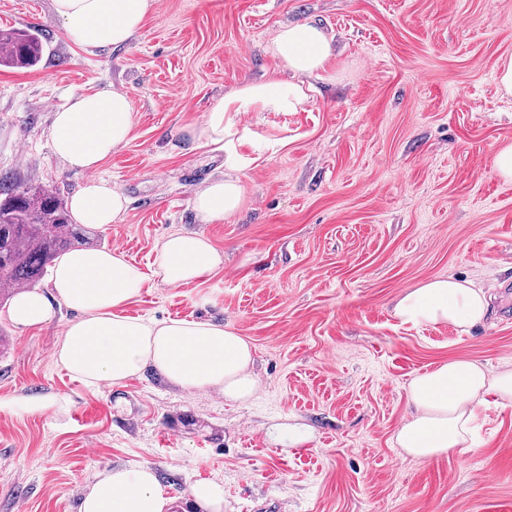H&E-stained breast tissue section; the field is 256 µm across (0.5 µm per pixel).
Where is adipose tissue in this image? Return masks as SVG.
<instances>
[{"mask_svg": "<svg viewBox=\"0 0 512 512\" xmlns=\"http://www.w3.org/2000/svg\"><path fill=\"white\" fill-rule=\"evenodd\" d=\"M153 0H54L56 15L69 37L98 48L127 44L139 32ZM270 50L292 73L312 75L333 54L332 41L309 22L282 27ZM305 99L300 86L275 90L271 82L248 84L210 111L192 136L223 142L243 107L259 105L296 111ZM129 98L115 91L84 92L54 114L51 143L69 167L96 169L130 137ZM244 200L240 178L214 179L193 194L192 205L207 223L233 215ZM127 200L109 181L95 179L72 198L78 223L100 227L115 223ZM222 263L210 240L197 232H175L159 244L150 271H143L116 250L77 249L64 255L50 279L49 291L33 288L16 295L9 311L23 330L52 321L56 307L76 311L56 345L57 362L84 383L118 385L153 368L183 388H220L225 399L249 401L259 385L251 371V344L221 323L151 319L123 315L147 278L183 285L209 276ZM395 316L419 325L445 324L461 332L483 323L489 299L483 289L452 276L436 277L410 289L395 303ZM512 402V369L496 373L481 363L451 358L416 375L408 388L413 408L395 436L399 448L429 460L472 448L479 411L487 394ZM167 496L150 465L100 472L82 499L81 512H165Z\"/></svg>", "mask_w": 512, "mask_h": 512, "instance_id": "adipose-tissue-1", "label": "adipose tissue"}]
</instances>
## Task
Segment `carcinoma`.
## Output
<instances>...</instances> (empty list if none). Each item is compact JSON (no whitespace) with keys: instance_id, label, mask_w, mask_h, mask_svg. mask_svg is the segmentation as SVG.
<instances>
[{"instance_id":"carcinoma-1","label":"carcinoma","mask_w":512,"mask_h":512,"mask_svg":"<svg viewBox=\"0 0 512 512\" xmlns=\"http://www.w3.org/2000/svg\"><path fill=\"white\" fill-rule=\"evenodd\" d=\"M35 29L0 30V62L30 68L43 54ZM95 234L73 223L59 194L41 185L0 178V297L14 288H33L56 259L79 246L93 244Z\"/></svg>"}]
</instances>
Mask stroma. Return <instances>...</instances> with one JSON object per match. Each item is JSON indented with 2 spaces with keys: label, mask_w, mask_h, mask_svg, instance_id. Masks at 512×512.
<instances>
[{
  "label": "stroma",
  "mask_w": 512,
  "mask_h": 512,
  "mask_svg": "<svg viewBox=\"0 0 512 512\" xmlns=\"http://www.w3.org/2000/svg\"><path fill=\"white\" fill-rule=\"evenodd\" d=\"M310 21L336 46L292 77L268 50ZM39 29L32 68L0 66V175L71 198L90 178L51 148L74 93L116 91L130 139L97 173L127 198L101 246L148 269L169 234L199 232L223 257L187 284L148 280L132 317L212 320L254 347L256 396L225 400L145 369L90 386L54 358L71 312L18 329L0 305V512H80L98 473L151 464L188 512L191 487L224 486L223 512H512V403L487 395L473 449L433 460L394 443L418 374L451 358L512 369V0H155L116 48L72 41L53 0H0V29ZM296 81L294 112L252 106L224 142L192 140L248 83ZM239 176L241 208L208 224L195 190ZM440 276L471 280L494 314L470 332L400 323L392 308ZM37 400L54 409H34Z\"/></svg>",
  "instance_id": "stroma-1"
}]
</instances>
